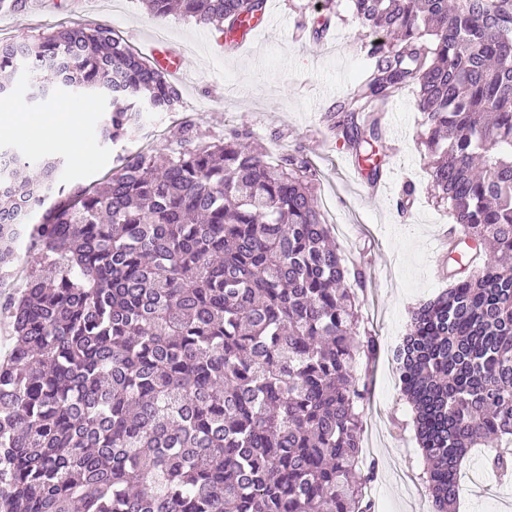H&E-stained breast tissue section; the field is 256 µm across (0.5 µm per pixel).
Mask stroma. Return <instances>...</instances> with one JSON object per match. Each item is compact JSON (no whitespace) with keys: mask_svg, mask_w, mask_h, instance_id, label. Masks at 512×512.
Here are the masks:
<instances>
[{"mask_svg":"<svg viewBox=\"0 0 512 512\" xmlns=\"http://www.w3.org/2000/svg\"><path fill=\"white\" fill-rule=\"evenodd\" d=\"M323 0H270L272 23L252 44L225 52L218 33L179 16L153 17L143 0H25L22 11L0 8V39L37 35L80 22L108 25L133 50L157 34L185 52L188 80L180 82L176 111L144 122L131 139L97 145L93 161L77 163L60 149H33L19 136L0 143L36 159H64L65 177L72 184L99 179L118 163L119 156L150 147L167 155L176 151L173 137L183 120H194L208 140L246 129L271 158L302 148L317 172L315 195L349 270H361L364 287L359 305L365 327L375 336L377 353L370 365L371 404L381 416L363 411L361 444L366 461L376 463L374 499L377 512H430L429 500L419 498L423 457L411 425V408L398 385L392 349L406 336L410 313L420 302L447 288L434 272L439 259L434 243L452 227L446 205L429 193L428 158L420 144L422 118L412 89L398 95L383 120L384 138L374 149L389 172V187L368 199L345 162L342 141L329 128L327 116L368 64L363 32L351 15H344L325 43L297 39L299 29L313 30L323 13ZM414 183L417 199L408 211L396 201L405 183ZM483 449H476L461 471L457 512H512V484H501L483 467Z\"/></svg>","mask_w":512,"mask_h":512,"instance_id":"1","label":"stroma"}]
</instances>
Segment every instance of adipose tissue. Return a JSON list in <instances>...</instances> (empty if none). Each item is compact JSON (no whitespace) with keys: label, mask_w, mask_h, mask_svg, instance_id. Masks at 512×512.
<instances>
[{"label":"adipose tissue","mask_w":512,"mask_h":512,"mask_svg":"<svg viewBox=\"0 0 512 512\" xmlns=\"http://www.w3.org/2000/svg\"><path fill=\"white\" fill-rule=\"evenodd\" d=\"M88 110V105L81 103L50 119L46 114L28 111L22 103H10L0 107V131L24 136L38 148L45 142H55L75 161L85 163L93 160L95 144L78 137L76 130L86 122Z\"/></svg>","instance_id":"ef3b65f1"}]
</instances>
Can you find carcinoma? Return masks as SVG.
<instances>
[{"mask_svg": "<svg viewBox=\"0 0 512 512\" xmlns=\"http://www.w3.org/2000/svg\"><path fill=\"white\" fill-rule=\"evenodd\" d=\"M231 39L265 0H144ZM370 74L333 127L358 157L373 104L415 88L434 198L475 243L412 312L394 354L432 512H456L471 449L512 480V0H350ZM109 104L133 137L179 88L105 25L0 42V95ZM170 155L119 158L71 186L60 158L0 152V283L20 243L43 264L0 305V512H374L360 431L375 342L312 193L306 154L271 163L247 129L198 126ZM54 199L38 223L36 209Z\"/></svg>", "mask_w": 512, "mask_h": 512, "instance_id": "obj_1", "label": "carcinoma"}]
</instances>
